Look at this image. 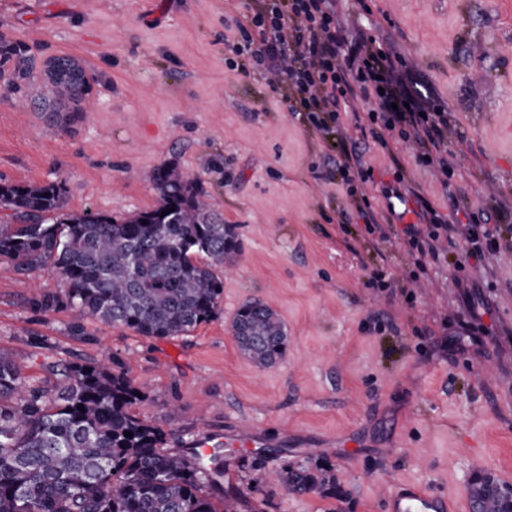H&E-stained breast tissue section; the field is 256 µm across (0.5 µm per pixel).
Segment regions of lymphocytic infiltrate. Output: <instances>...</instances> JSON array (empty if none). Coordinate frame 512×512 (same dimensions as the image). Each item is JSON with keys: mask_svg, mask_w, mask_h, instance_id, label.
Instances as JSON below:
<instances>
[{"mask_svg": "<svg viewBox=\"0 0 512 512\" xmlns=\"http://www.w3.org/2000/svg\"><path fill=\"white\" fill-rule=\"evenodd\" d=\"M236 31L226 65L245 78L279 70L282 104L305 113L310 129L335 131L341 113L352 111L360 99L369 103L368 121L380 134L415 141L421 163L448 171L447 112L424 111L416 95L394 87L397 58L378 38L348 43L334 0H258ZM420 209L427 224L406 225L402 233L421 256L432 257L435 242L450 227L434 218L428 201H421Z\"/></svg>", "mask_w": 512, "mask_h": 512, "instance_id": "lymphocytic-infiltrate-1", "label": "lymphocytic infiltrate"}]
</instances>
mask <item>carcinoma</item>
Returning <instances> with one entry per match:
<instances>
[{"label": "carcinoma", "instance_id": "1", "mask_svg": "<svg viewBox=\"0 0 512 512\" xmlns=\"http://www.w3.org/2000/svg\"><path fill=\"white\" fill-rule=\"evenodd\" d=\"M36 78L45 94L35 103L48 124L64 127L88 111L93 77L80 59H38L22 40L0 34V79L21 92ZM150 181L157 204L121 221L66 209L61 183L0 182V208L10 211L0 224V260L67 284L62 296L34 294L33 308L63 304L81 319L153 338L185 335L217 316L224 280L216 270L238 251L233 228L178 165L155 169ZM231 331L259 367L286 355V326L260 300L240 305ZM48 368L54 380L27 385L0 354V512H237L243 505L240 495L215 503L201 492V479L223 474V448L193 462L161 448L163 432L132 414L140 389L123 373L102 363ZM274 480L292 495L341 493L336 475L303 466L283 468Z\"/></svg>", "mask_w": 512, "mask_h": 512}]
</instances>
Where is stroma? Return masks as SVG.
Returning a JSON list of instances; mask_svg holds the SVG:
<instances>
[{"mask_svg": "<svg viewBox=\"0 0 512 512\" xmlns=\"http://www.w3.org/2000/svg\"><path fill=\"white\" fill-rule=\"evenodd\" d=\"M252 0H0V32L39 57L67 53L95 77L91 114L49 127L36 88L0 81V181L59 182L69 209L122 219L153 208L150 172L174 162L235 228L210 322L144 337L69 309H33L34 290L64 293L45 271L0 261V353L24 383L47 364H107L139 386L133 407L188 453L203 434L260 433L264 448H228L204 494L240 493L243 512H390L403 482L468 512L467 476L512 485V234L475 263L440 240L419 260L389 222L386 193L432 204L445 224L485 211L512 225V0H338L350 35L400 57L399 81L448 114L444 177L417 164L415 143L383 148L362 133L366 102L342 115L346 141L372 177L347 179L329 139L281 107L263 76L224 64L225 20ZM373 214L384 235L368 233ZM258 299L288 328L285 357L256 367L231 323ZM323 466L342 496H293L266 482L286 466Z\"/></svg>", "mask_w": 512, "mask_h": 512, "instance_id": "stroma-1", "label": "stroma"}]
</instances>
